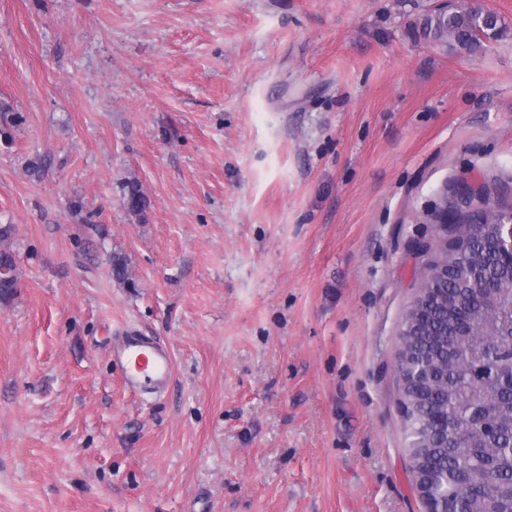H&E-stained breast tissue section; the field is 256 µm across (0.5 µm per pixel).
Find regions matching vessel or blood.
Returning <instances> with one entry per match:
<instances>
[{"label":"vessel or blood","instance_id":"obj_1","mask_svg":"<svg viewBox=\"0 0 512 512\" xmlns=\"http://www.w3.org/2000/svg\"><path fill=\"white\" fill-rule=\"evenodd\" d=\"M112 360L123 368V381L135 393L165 391L173 374V361L162 345L134 331L112 339Z\"/></svg>","mask_w":512,"mask_h":512}]
</instances>
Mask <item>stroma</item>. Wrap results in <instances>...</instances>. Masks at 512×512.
Masks as SVG:
<instances>
[{"instance_id": "1", "label": "stroma", "mask_w": 512, "mask_h": 512, "mask_svg": "<svg viewBox=\"0 0 512 512\" xmlns=\"http://www.w3.org/2000/svg\"><path fill=\"white\" fill-rule=\"evenodd\" d=\"M467 2L509 28L477 55L413 32L432 0H0V512H424L411 245L445 187L512 198V0ZM122 203L129 214L137 217L139 220L144 219L147 200L136 181H128L124 186ZM17 263L12 252L0 250V301L7 302L14 295L18 276ZM112 360L123 368L127 388L140 393L165 391L173 374V361L162 345L135 331H122L112 338Z\"/></svg>"}]
</instances>
